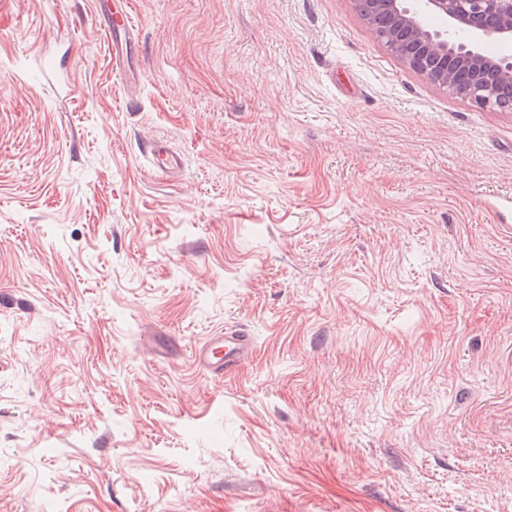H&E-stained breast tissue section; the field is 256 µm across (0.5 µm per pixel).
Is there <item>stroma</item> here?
I'll return each mask as SVG.
<instances>
[{"label": "stroma", "mask_w": 512, "mask_h": 512, "mask_svg": "<svg viewBox=\"0 0 512 512\" xmlns=\"http://www.w3.org/2000/svg\"><path fill=\"white\" fill-rule=\"evenodd\" d=\"M108 5L0 0V512H512V112L354 0ZM149 155L153 169L161 173L173 172L181 164V157L162 144H153L149 150ZM252 350L251 336L235 331L198 346L193 352V357L197 366L206 372L231 373L251 354Z\"/></svg>", "instance_id": "obj_1"}]
</instances>
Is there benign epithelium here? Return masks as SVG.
Segmentation results:
<instances>
[{
    "mask_svg": "<svg viewBox=\"0 0 512 512\" xmlns=\"http://www.w3.org/2000/svg\"><path fill=\"white\" fill-rule=\"evenodd\" d=\"M371 9L394 13L397 26L386 47L410 69L448 93L493 110L512 97V0H370ZM443 22L433 29L426 19ZM489 38L507 52L495 59L480 53Z\"/></svg>",
    "mask_w": 512,
    "mask_h": 512,
    "instance_id": "1",
    "label": "benign epithelium"
}]
</instances>
